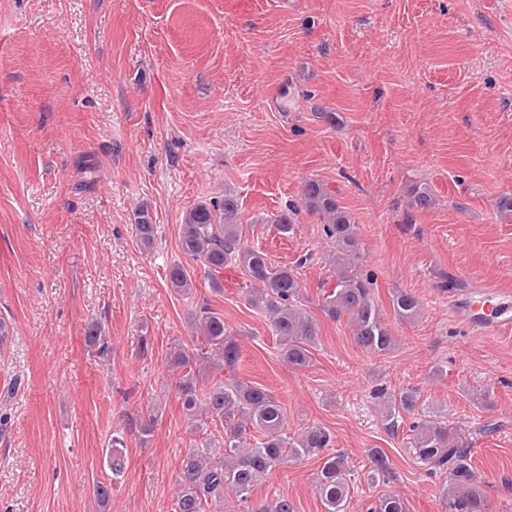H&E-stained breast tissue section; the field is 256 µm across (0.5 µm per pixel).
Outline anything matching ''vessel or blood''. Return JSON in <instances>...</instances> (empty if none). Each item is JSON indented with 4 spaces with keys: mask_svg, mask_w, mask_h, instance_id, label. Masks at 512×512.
Returning a JSON list of instances; mask_svg holds the SVG:
<instances>
[{
    "mask_svg": "<svg viewBox=\"0 0 512 512\" xmlns=\"http://www.w3.org/2000/svg\"><path fill=\"white\" fill-rule=\"evenodd\" d=\"M449 305L469 330L478 333L512 334V292L486 285L466 284L448 295Z\"/></svg>",
    "mask_w": 512,
    "mask_h": 512,
    "instance_id": "vessel-or-blood-1",
    "label": "vessel or blood"
}]
</instances>
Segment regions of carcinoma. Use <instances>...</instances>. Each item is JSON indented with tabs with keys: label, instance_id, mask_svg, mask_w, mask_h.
I'll return each instance as SVG.
<instances>
[{
	"label": "carcinoma",
	"instance_id": "obj_1",
	"mask_svg": "<svg viewBox=\"0 0 512 512\" xmlns=\"http://www.w3.org/2000/svg\"><path fill=\"white\" fill-rule=\"evenodd\" d=\"M410 207L426 210L432 206L429 190L415 186L410 190ZM302 209L318 217L322 233L334 245L326 257L327 276L319 281L321 308L334 321L344 320L352 327L354 343L368 354L382 355L393 347L394 337L371 299L372 278L363 273L357 224L351 213L342 206L336 191L326 184L309 180L304 183ZM239 200L224 194L221 200L200 203L185 215L180 232V247L184 254L200 261L211 272L226 265L238 266L251 282L249 302L262 310L271 322L283 359L295 367L310 363L317 335L316 326L303 308L301 283L294 270L271 262L267 254L248 245L243 225L238 223ZM135 236L144 249L153 247L157 225L148 209L138 211ZM172 288L181 292L192 287L188 269L173 264L168 272ZM395 314L412 321L419 312L416 296L406 290L398 291L392 299ZM201 345L195 349L174 348L166 355L172 369L183 371L178 380L182 407L192 419L193 427L207 432V424L218 423L224 430V448H194L182 459L178 482L182 486L171 512H208L224 505V494L230 492L242 504H248L255 487L290 458L316 455L330 446L331 435L314 426L299 437L283 433L284 413L279 401L259 385L217 380L205 388L197 385L194 367L200 362L213 363L216 355L224 366L233 368L240 356V345L224 324V316L209 308L200 310L195 318ZM85 343L90 350L103 356L109 351L104 328L98 323L87 327ZM419 394L416 389L403 390L384 407L382 419L387 428L395 431L399 418L417 410ZM415 435L414 452L432 474L446 475L448 486L443 489L445 512H489V502L483 490L484 482L472 464L471 448L457 426L429 411H424L409 426ZM255 431L263 441L247 442V432ZM123 437H112L107 452V465L112 475H120L125 466ZM368 480L387 483L391 467L385 453L374 448L370 453ZM347 460L341 453L323 457L317 488L325 512H346L351 498L347 479ZM370 512H406L400 496L381 494Z\"/></svg>",
	"mask_w": 512,
	"mask_h": 512
}]
</instances>
